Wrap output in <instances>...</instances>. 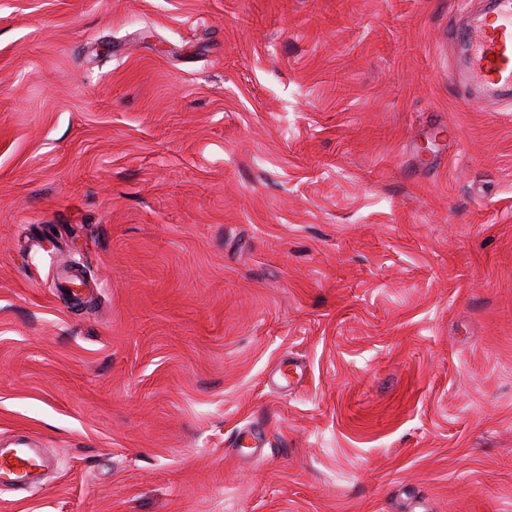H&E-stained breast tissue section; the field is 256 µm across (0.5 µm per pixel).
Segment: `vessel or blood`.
<instances>
[{"mask_svg": "<svg viewBox=\"0 0 512 512\" xmlns=\"http://www.w3.org/2000/svg\"><path fill=\"white\" fill-rule=\"evenodd\" d=\"M469 50L467 80L487 101L512 97V0H496L489 19L456 30ZM43 463L29 439L0 445V485L31 486Z\"/></svg>", "mask_w": 512, "mask_h": 512, "instance_id": "obj_1", "label": "vessel or blood"}]
</instances>
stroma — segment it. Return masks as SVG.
Listing matches in <instances>:
<instances>
[{"instance_id": "35a3bbf8", "label": "stroma", "mask_w": 512, "mask_h": 512, "mask_svg": "<svg viewBox=\"0 0 512 512\" xmlns=\"http://www.w3.org/2000/svg\"><path fill=\"white\" fill-rule=\"evenodd\" d=\"M485 4L0 0V512H512ZM41 448L27 438H17L0 448V485L32 486L36 482V471L42 466Z\"/></svg>"}]
</instances>
